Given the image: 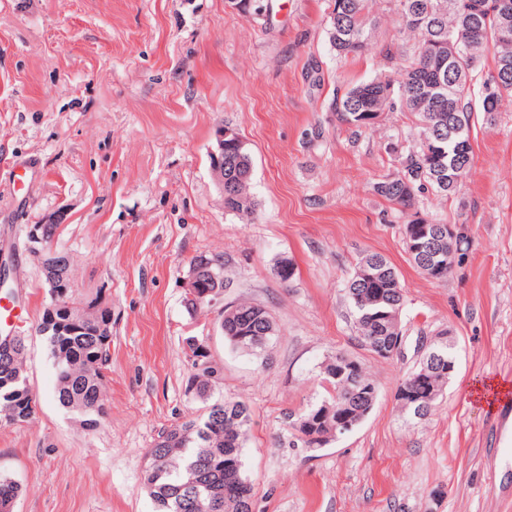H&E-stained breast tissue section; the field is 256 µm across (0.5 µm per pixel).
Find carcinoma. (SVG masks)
Here are the masks:
<instances>
[{
    "label": "carcinoma",
    "mask_w": 512,
    "mask_h": 512,
    "mask_svg": "<svg viewBox=\"0 0 512 512\" xmlns=\"http://www.w3.org/2000/svg\"><path fill=\"white\" fill-rule=\"evenodd\" d=\"M404 27L416 36L411 59L397 76L379 73L349 87L336 99L341 122L356 128L378 124L385 111L413 116L419 145L404 161L402 171L381 176L373 191L407 218L403 228L405 252L427 278L448 281L456 252L468 253L470 239L448 242V235L435 234L439 221L416 209L418 195L434 191L454 195L465 173L454 150L458 141L471 142L474 113L492 122L504 97L512 96V43L499 44L495 30L501 14L489 7L475 20L457 6L459 0H397ZM372 0H327L326 23L331 48L339 57L359 56L369 49L372 31ZM453 49H448V46ZM493 54V69L474 88L473 73L486 52ZM496 88L498 99L483 103L484 88ZM253 161L244 144L224 148V210L244 214L253 210L248 199ZM57 225L40 230L42 286L46 302L36 330L44 337L56 370V398L79 425L96 429L108 416L104 368L110 358L112 336L100 332L112 319V303L104 289L82 292L75 286L71 258L53 247ZM68 290L70 305L60 306L52 297L54 288ZM355 312L358 342L367 350L377 343L396 346L402 336L401 314L404 289L396 267L378 252H365L358 259L347 285ZM224 340L236 351L261 356L277 336V326L267 308L246 300L220 321ZM27 344L19 337L9 355L0 354V421L14 426L29 424L37 401L25 375ZM199 362L188 380V390L207 403L205 412L158 435L146 449L144 484L156 512H252L254 486L245 472L246 430L250 405L243 400L210 401L220 371L210 352L193 350ZM454 347L447 333L437 335L421 348L416 365L397 384L394 398L400 411L414 419L426 417L448 385V359ZM322 383L332 386L328 397L287 416L285 431L313 451L330 444L314 443L295 434L297 426L308 434L324 432L320 416L331 406L334 437L341 436V422L362 424L370 403L377 401L378 387L363 363L338 350L323 362ZM336 371L330 378L327 372ZM22 493L17 481L0 474V512H13Z\"/></svg>",
    "instance_id": "obj_1"
}]
</instances>
